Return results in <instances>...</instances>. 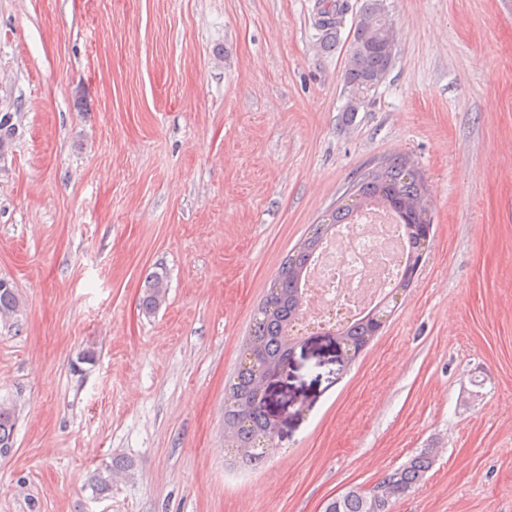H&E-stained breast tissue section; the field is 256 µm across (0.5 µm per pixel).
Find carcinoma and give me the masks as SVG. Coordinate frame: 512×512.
<instances>
[{"instance_id":"carcinoma-1","label":"carcinoma","mask_w":512,"mask_h":512,"mask_svg":"<svg viewBox=\"0 0 512 512\" xmlns=\"http://www.w3.org/2000/svg\"><path fill=\"white\" fill-rule=\"evenodd\" d=\"M393 50L394 32L383 0H368L355 23L350 43V61L345 72L350 94L348 112L357 111L365 94L382 81L392 65ZM13 130L11 114L6 112L0 116V153L9 147ZM348 190L352 194L345 202L336 206L327 220L304 238L281 264L243 344L242 351H255L257 361L247 366L238 364L234 381L224 398V440L233 448L247 450L243 459L251 464H258L265 458L263 448L274 435V422L256 397L262 370L288 364L298 347L300 338L292 333V327L304 304V277L312 257L323 241L336 231V226L353 223L364 207L377 205L396 216L404 226L407 239L402 278L369 313L335 330L346 362L355 360L379 333L381 319L390 316L396 295L412 286L410 272L421 256L416 227L430 225L426 219L427 199L422 176L407 159L395 157L360 175ZM166 288L164 277L157 273L151 275L140 298L141 309L147 314L155 313L163 302ZM19 306L16 290L0 284V318L15 315ZM14 425V409L1 404L0 456L8 454L13 446ZM433 463L429 450L412 455L378 484V495H373L370 489L353 486L328 500L323 512H391L394 500L423 485ZM126 469L127 465L118 463L97 469L92 477V489L98 495L105 493L112 487V476Z\"/></svg>"}]
</instances>
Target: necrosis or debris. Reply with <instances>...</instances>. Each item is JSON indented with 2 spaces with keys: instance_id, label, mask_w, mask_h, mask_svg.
I'll return each instance as SVG.
<instances>
[{
  "instance_id": "1",
  "label": "necrosis or debris",
  "mask_w": 512,
  "mask_h": 512,
  "mask_svg": "<svg viewBox=\"0 0 512 512\" xmlns=\"http://www.w3.org/2000/svg\"><path fill=\"white\" fill-rule=\"evenodd\" d=\"M402 235L387 210L369 206L340 237L324 241L305 277L294 332L340 327L370 311L403 274L404 255L391 245Z\"/></svg>"
}]
</instances>
